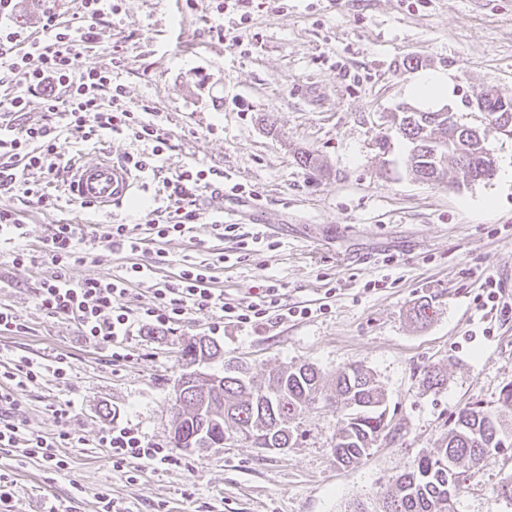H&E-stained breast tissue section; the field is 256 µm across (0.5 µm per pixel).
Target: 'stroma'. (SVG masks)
Returning a JSON list of instances; mask_svg holds the SVG:
<instances>
[{
	"mask_svg": "<svg viewBox=\"0 0 512 512\" xmlns=\"http://www.w3.org/2000/svg\"><path fill=\"white\" fill-rule=\"evenodd\" d=\"M220 0H123L97 26V45L73 61L74 73L111 70L129 104L151 114L171 147L155 170L141 173L134 197L111 216L68 200L44 211L22 194L0 195V208L18 213L23 234L0 242V304L24 330L0 335V371L21 359L44 366L68 357L69 375L46 377L22 395L28 429L49 436L69 429L74 440L58 471L41 461L0 453V471L15 481L12 512H97L100 497L118 512H354L376 503L414 457L435 451L448 421L468 403L495 408L512 384V314L484 307L487 275L512 299V137L485 127L468 102L485 85L512 93V0H253L247 23L218 11ZM123 47L125 65L113 69L111 47ZM420 61L424 71H449L455 92L449 107L461 123L484 127L497 171L488 181L456 187L454 173L439 184L418 179L405 165L408 141L388 150L376 144L392 115L411 105L406 86ZM67 158L102 154L128 160L141 142L128 136L102 140L64 130ZM321 167L299 166L301 153ZM198 166L242 184L234 199L241 232H262L276 250L241 257L238 244L205 232L149 240L155 211L168 205L166 181ZM80 224L93 263L69 265L65 274L124 276L146 266L122 302H149L151 287L178 273L183 261L208 263L215 288L246 298L277 280L284 303L310 308L307 317L256 327L225 324L213 331L215 311H193L162 331L130 340L126 360L85 342L74 320L53 317L37 304L51 272L42 243L52 225ZM135 226L146 251L112 252L113 225ZM29 253L13 262L16 250ZM163 250L169 265L152 264ZM433 312L419 322L413 307ZM212 336L218 358L245 363L256 376L310 363L326 379L350 364L373 373L388 397L392 432L358 463L337 464L339 427L334 404L321 401L304 414L301 438L284 450L230 443L191 453L179 466L113 471L101 432L111 425L137 428L151 443L168 446L174 388L185 370L182 344ZM447 377L439 389L423 383L426 370ZM69 407L68 421L54 411ZM512 476V454L472 468L456 497V512H512L496 490Z\"/></svg>",
	"mask_w": 512,
	"mask_h": 512,
	"instance_id": "stroma-1",
	"label": "stroma"
}]
</instances>
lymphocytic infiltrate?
<instances>
[{
    "mask_svg": "<svg viewBox=\"0 0 512 512\" xmlns=\"http://www.w3.org/2000/svg\"><path fill=\"white\" fill-rule=\"evenodd\" d=\"M118 0H82L81 13L65 18L54 7L45 8L40 17L37 35L19 37L17 31L0 28V83L14 79L16 92L0 99V110L22 112L29 97L41 101L40 122L22 126L10 140L0 139V149H8L11 159L0 162V194L13 191L33 198L41 208L54 206L51 175L59 171L64 152L59 139L60 125L86 129L89 135L126 134L135 140L149 142L150 151L142 152L135 162L140 170L153 168L158 157L168 149V139L153 121L134 111L125 101L122 85L113 83L111 71L91 68L73 76L74 56L94 47L92 23L104 12H118ZM39 169L46 181L36 183L22 179L24 169ZM224 174L215 169H190L176 179L173 193L178 205L166 211L154 226L157 238L191 233L197 216L192 208L199 190L223 182ZM81 230L75 224L53 225L44 242V252L53 272L40 288L39 303L53 316L77 321L83 337L94 345L110 349L113 360L125 357V347L135 333L143 328L169 329L195 309H215L222 320L241 326L262 324L269 319L287 321L307 316L309 308L300 309L283 304L280 288L275 282L261 286L258 293L246 300L226 298L213 288L208 269L184 266L179 273L152 290L151 303L131 308L122 299L128 292L130 278L139 277L142 267L133 264L129 277L102 279L87 277L74 282L64 273L73 263H84L91 254L81 246ZM68 361L59 358L47 368L30 361L11 371L0 372V452L36 459L63 470L67 461L63 448L73 437L63 430L46 437L28 430L20 417L21 395L27 387L46 377L57 380L67 376ZM100 444L108 451L114 470L142 467H168L178 458L168 448L147 441L137 430L127 426L106 428Z\"/></svg>",
    "mask_w": 512,
    "mask_h": 512,
    "instance_id": "obj_1",
    "label": "lymphocytic infiltrate"
}]
</instances>
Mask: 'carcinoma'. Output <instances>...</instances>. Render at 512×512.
Returning a JSON list of instances; mask_svg holds the SVG:
<instances>
[{
	"label": "carcinoma",
	"instance_id": "1",
	"mask_svg": "<svg viewBox=\"0 0 512 512\" xmlns=\"http://www.w3.org/2000/svg\"><path fill=\"white\" fill-rule=\"evenodd\" d=\"M484 116L494 127L512 125V94L485 101ZM392 125L397 136L412 145L406 167L424 182H440L448 165L462 182L487 181L495 174L485 140L468 125L438 112L408 110L394 114ZM181 353L193 364L215 357L218 346L201 337L187 343ZM322 379L318 368L302 364L279 368L258 383L247 367L229 360L223 371L208 376L203 391L188 387V401L176 408L171 442L185 449L202 433L212 448L234 440H247L256 448H290L300 436L301 414L322 399ZM202 395L208 398V416L196 409ZM336 409L341 426L333 454L347 467L367 455L386 431L387 397L371 373L351 364L336 376ZM507 450L512 451V385L503 388L493 410L477 402L461 409L440 448L416 456L381 495L378 508L355 512H455L467 469Z\"/></svg>",
	"mask_w": 512,
	"mask_h": 512
}]
</instances>
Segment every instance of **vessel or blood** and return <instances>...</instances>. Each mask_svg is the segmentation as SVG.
I'll return each mask as SVG.
<instances>
[{
    "mask_svg": "<svg viewBox=\"0 0 512 512\" xmlns=\"http://www.w3.org/2000/svg\"><path fill=\"white\" fill-rule=\"evenodd\" d=\"M67 193L78 203L110 214L135 192L137 177L126 162L105 154L90 162L70 165Z\"/></svg>",
    "mask_w": 512,
    "mask_h": 512,
    "instance_id": "obj_1",
    "label": "vessel or blood"
}]
</instances>
